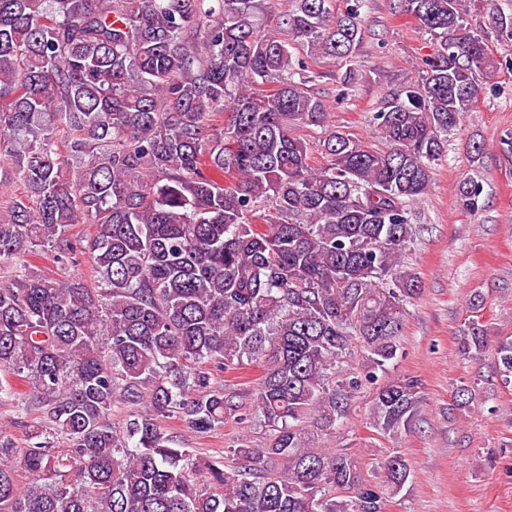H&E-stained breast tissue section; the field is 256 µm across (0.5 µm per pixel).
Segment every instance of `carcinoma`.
Here are the masks:
<instances>
[{
	"mask_svg": "<svg viewBox=\"0 0 512 512\" xmlns=\"http://www.w3.org/2000/svg\"><path fill=\"white\" fill-rule=\"evenodd\" d=\"M264 2L0 0V166L23 187L0 205V270L19 263L0 280V370L26 385L0 379V402L33 417L29 447L0 435V512H383L411 481L393 452L383 484L366 482L303 423L347 417L361 381L329 370L353 343L375 369L397 358L422 291L404 261L411 204L495 61L465 0H406L436 51L386 91L372 119L390 148L374 150L327 129L290 51L353 57L362 0L334 21L331 0H290L273 29ZM299 128L324 130L321 166ZM458 198L479 210L482 183L463 179ZM80 223L94 230L77 242ZM78 253L91 287L25 260ZM492 344L512 377V338L473 322L460 341ZM253 363L265 447L216 464L161 426L246 420L214 379ZM422 402L418 380L389 378L370 426L407 434ZM118 404L145 410L118 429Z\"/></svg>",
	"mask_w": 512,
	"mask_h": 512,
	"instance_id": "1",
	"label": "carcinoma"
}]
</instances>
